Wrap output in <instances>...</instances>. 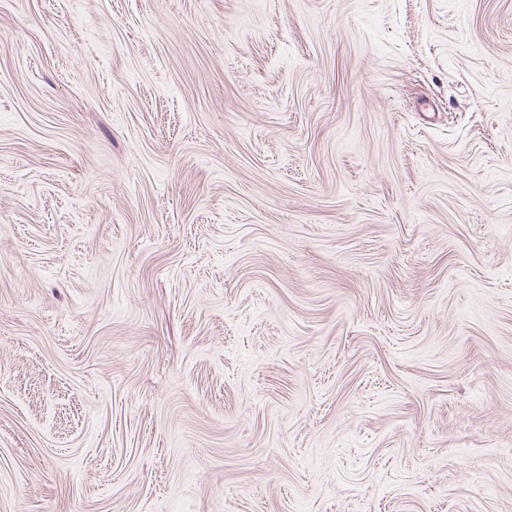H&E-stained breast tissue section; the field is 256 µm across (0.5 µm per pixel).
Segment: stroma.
Instances as JSON below:
<instances>
[{
  "label": "stroma",
  "instance_id": "35a3bbf8",
  "mask_svg": "<svg viewBox=\"0 0 512 512\" xmlns=\"http://www.w3.org/2000/svg\"><path fill=\"white\" fill-rule=\"evenodd\" d=\"M0 512H512V0H0Z\"/></svg>",
  "mask_w": 512,
  "mask_h": 512
}]
</instances>
